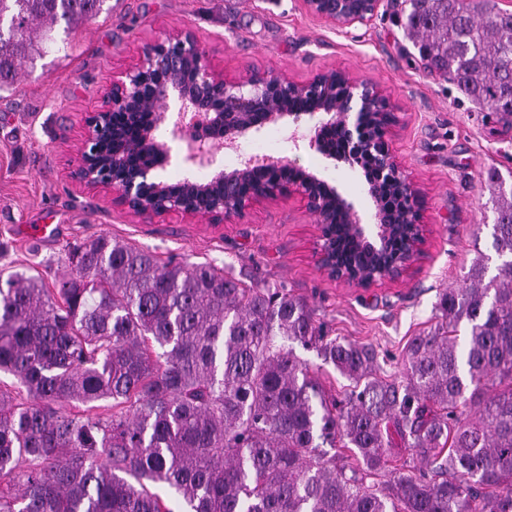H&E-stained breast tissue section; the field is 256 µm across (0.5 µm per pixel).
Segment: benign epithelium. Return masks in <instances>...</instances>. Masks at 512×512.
I'll list each match as a JSON object with an SVG mask.
<instances>
[{
    "label": "benign epithelium",
    "instance_id": "7a95c632",
    "mask_svg": "<svg viewBox=\"0 0 512 512\" xmlns=\"http://www.w3.org/2000/svg\"><path fill=\"white\" fill-rule=\"evenodd\" d=\"M381 3L302 0L311 16L341 28L368 23L378 14ZM307 95L315 97V106L307 110L292 106L294 100ZM172 99L179 108L171 135L186 144L185 161L198 165L213 164L216 150L235 149L239 139L258 135L270 124L291 122L293 130L288 139L296 145L301 139L302 119H317L309 147L352 169L363 161L371 167L373 177L367 180V194L373 202L372 222H363L353 202L307 171H298V178L287 184L269 182L239 197L238 186L257 168L250 159L242 160L233 170L215 172L206 182L185 180L181 187H172L160 174L171 160V147L156 136L167 120L166 110ZM147 104L152 106L156 120L143 129L141 141L161 153L164 161L131 170L121 157L107 152V143L120 134L121 122ZM389 107L374 84L336 70L318 73L304 83L275 72H255L245 81H229L224 71L208 60L194 33L183 29L144 42L138 62L112 78L101 105L85 118L86 132L71 177L112 193V203L135 217L176 212L209 224L238 217L254 203L296 194L320 224L319 269L334 281L366 287L399 277L420 256L424 243L419 192L399 174L389 149L387 136L399 124ZM330 128L341 133L344 150L340 153L324 136ZM390 188L397 189L410 206L406 224L397 211L382 206L383 194ZM338 218L363 253L380 262V273L367 276L339 264L334 227ZM403 231L407 232L408 249L401 256H388L390 237Z\"/></svg>",
    "mask_w": 512,
    "mask_h": 512
}]
</instances>
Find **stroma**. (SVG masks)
<instances>
[{"instance_id": "1", "label": "stroma", "mask_w": 512, "mask_h": 512, "mask_svg": "<svg viewBox=\"0 0 512 512\" xmlns=\"http://www.w3.org/2000/svg\"><path fill=\"white\" fill-rule=\"evenodd\" d=\"M107 3L111 14L74 29L67 52L47 53L0 91V272L31 267L64 276L69 251L106 234L284 286L315 309L328 336L373 344L379 376L397 373L408 341L433 327L439 294L462 285L476 251H492L485 178L494 167L512 182V130H499L455 85L426 72L386 2L373 21L346 29L308 15L301 0ZM182 28L230 77L278 71L303 83L333 69L385 94L401 119L389 136L392 155L420 194L425 224L422 253L406 272L368 287L329 279L317 265L316 218L296 196L251 205L221 224L176 213L145 221L72 179L84 116L99 105L113 72L135 63L144 41ZM279 154L371 211L361 171L304 144L282 143ZM24 224H48L53 232L26 240Z\"/></svg>"}]
</instances>
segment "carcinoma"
I'll list each match as a JSON object with an SVG mask.
<instances>
[{
  "label": "carcinoma",
  "mask_w": 512,
  "mask_h": 512,
  "mask_svg": "<svg viewBox=\"0 0 512 512\" xmlns=\"http://www.w3.org/2000/svg\"><path fill=\"white\" fill-rule=\"evenodd\" d=\"M104 2L0 0V90L62 50L58 21L77 26ZM403 3L429 73L512 126V16L494 0ZM139 135L133 124L109 144L132 169ZM487 188L496 274L478 253L390 380L373 345L327 336L286 288L210 263L99 235L62 278L8 274L0 512H171L154 484L185 512H512V186L492 171ZM337 253L365 266L342 238ZM290 342L350 381L348 398L328 396ZM338 443L349 455L324 448Z\"/></svg>",
  "instance_id": "obj_1"
}]
</instances>
